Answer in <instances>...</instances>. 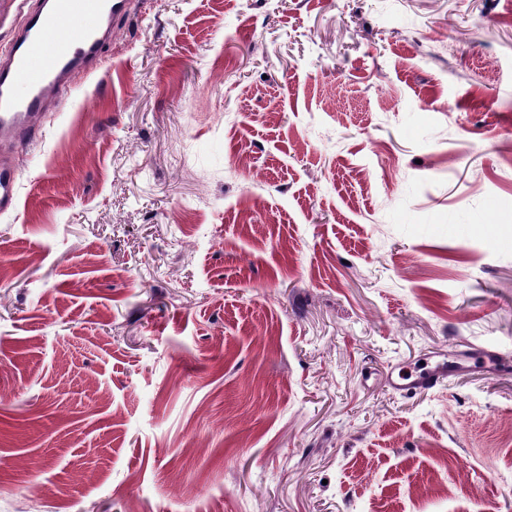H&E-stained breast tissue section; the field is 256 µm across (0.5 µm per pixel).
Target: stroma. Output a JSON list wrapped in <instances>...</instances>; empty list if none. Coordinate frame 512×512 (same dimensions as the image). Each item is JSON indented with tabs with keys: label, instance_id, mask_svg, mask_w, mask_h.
Segmentation results:
<instances>
[{
	"label": "stroma",
	"instance_id": "35a3bbf8",
	"mask_svg": "<svg viewBox=\"0 0 512 512\" xmlns=\"http://www.w3.org/2000/svg\"><path fill=\"white\" fill-rule=\"evenodd\" d=\"M7 153L0 512H512V0H135ZM18 173L12 161L0 155V211L13 210L16 204ZM454 372V366L441 362L432 367L401 375L398 380H392V384L395 389L404 394H412L435 387L452 376Z\"/></svg>",
	"mask_w": 512,
	"mask_h": 512
}]
</instances>
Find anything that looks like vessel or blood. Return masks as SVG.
Returning a JSON list of instances; mask_svg holds the SVG:
<instances>
[{
    "instance_id": "b4317fda",
    "label": "vessel or blood",
    "mask_w": 512,
    "mask_h": 512,
    "mask_svg": "<svg viewBox=\"0 0 512 512\" xmlns=\"http://www.w3.org/2000/svg\"><path fill=\"white\" fill-rule=\"evenodd\" d=\"M27 11L0 61V145L38 135L49 95L65 98L74 76L94 72L103 48L129 12V0H21ZM18 173L0 155V211L16 204ZM455 372L441 362L399 376L395 389L412 394Z\"/></svg>"
}]
</instances>
